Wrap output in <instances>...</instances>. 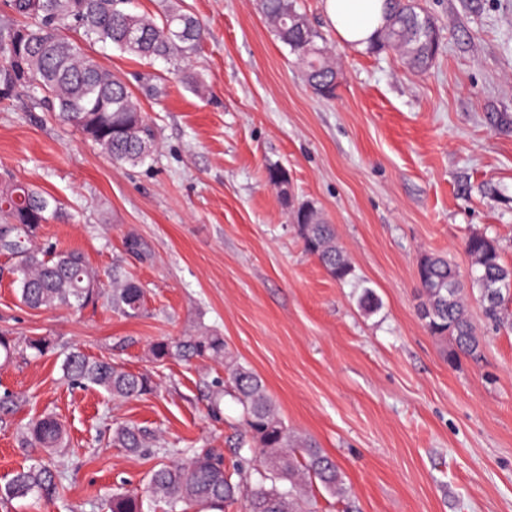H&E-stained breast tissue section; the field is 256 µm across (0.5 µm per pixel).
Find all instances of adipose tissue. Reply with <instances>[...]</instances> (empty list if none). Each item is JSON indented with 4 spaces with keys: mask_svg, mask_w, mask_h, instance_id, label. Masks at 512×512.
I'll return each mask as SVG.
<instances>
[{
    "mask_svg": "<svg viewBox=\"0 0 512 512\" xmlns=\"http://www.w3.org/2000/svg\"><path fill=\"white\" fill-rule=\"evenodd\" d=\"M325 13L344 43L367 49L384 22V0H325Z\"/></svg>",
    "mask_w": 512,
    "mask_h": 512,
    "instance_id": "ef3b65f1",
    "label": "adipose tissue"
}]
</instances>
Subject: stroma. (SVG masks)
Here are the masks:
<instances>
[{
  "label": "stroma",
  "mask_w": 512,
  "mask_h": 512,
  "mask_svg": "<svg viewBox=\"0 0 512 512\" xmlns=\"http://www.w3.org/2000/svg\"><path fill=\"white\" fill-rule=\"evenodd\" d=\"M205 26L197 88L158 60L89 53L126 78L158 132L144 164L118 165L25 92L0 100V180L38 186L64 219L34 246L84 254L103 287L113 268L134 277L146 304L127 317L95 303L80 310L24 306L0 253V330L47 336L53 354L0 363V487L41 449L21 447L43 414L65 424L60 499L0 500V512H101L113 492L143 490L155 457L113 447L112 425L163 435L171 459L210 448L233 466L240 408L207 415L223 363H153L150 342L205 326L264 380L295 433L337 464L348 498L312 486L307 512H512V332L485 325L479 361L450 367L446 346L418 317L415 271L428 253L460 272L473 231L496 237L512 264V0H420L443 37L422 74L392 52L340 41L324 0H299L333 48V98L315 96L257 0H185ZM163 83V93L150 86ZM286 170L295 203L333 224L354 276L330 277L305 252L267 170ZM136 235L143 255L127 253ZM379 300L368 312L364 289ZM80 348L148 373L154 394L115 402L62 380L63 353Z\"/></svg>",
  "instance_id": "1"
}]
</instances>
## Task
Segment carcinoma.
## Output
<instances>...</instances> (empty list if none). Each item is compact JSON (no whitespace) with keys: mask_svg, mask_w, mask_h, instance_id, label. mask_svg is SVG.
Segmentation results:
<instances>
[{"mask_svg":"<svg viewBox=\"0 0 512 512\" xmlns=\"http://www.w3.org/2000/svg\"><path fill=\"white\" fill-rule=\"evenodd\" d=\"M21 18L0 28V98L26 90L36 101L58 107V119L95 142L117 164L138 165L155 150L156 135L143 107L127 82L105 68L96 57L67 33L80 31L84 40L111 47L145 60L162 59L177 66L190 84V73L202 39L198 18L184 9L183 0H162L159 16L128 8L130 0H5ZM414 0H386L384 24L371 50L395 52L415 74L435 60L442 37L435 18L413 5ZM260 10L280 42L287 46L314 94L329 98L336 90V66L326 44L300 11L298 0H259ZM269 183L288 203L287 174L268 169ZM62 207L52 195L35 185L8 181L0 184V228L10 236L0 238V251L18 258L17 294L33 309L82 308L99 297L112 310L135 316L144 309V289L120 268L112 269V288L99 287V277L84 255L75 250L31 247V238L43 224L61 217ZM293 220L306 251L329 275L344 282L352 267L337 242L336 230L313 205L293 210ZM470 259L462 276L448 257L424 255L416 266L422 301L419 319L428 333L450 343L448 362L460 357L479 359L482 339L470 315V302L482 309L487 323L512 330V266L504 262L501 246L485 232L474 231L464 241ZM24 348L36 357L53 350L44 336H31ZM152 361L221 360L228 383L217 386L211 413L221 414L224 397L241 407L243 438L239 448L253 456L231 471L224 457L209 449L192 452L186 461H172L151 472L147 493L166 505V512H188L198 506L205 512H224V503L241 496L246 512H301L302 479L345 495L348 489L336 464L316 442L298 436L282 420L262 378L240 364L227 351L224 336L204 330L195 336L157 339L149 344ZM60 369L70 385L98 387L114 401L131 400L154 391L146 373H133L112 360H92L80 349L69 350ZM64 427L54 416L31 420L23 436L27 448L62 447ZM112 446L137 455L157 454L158 441L150 432L130 425L112 428ZM64 470L52 457L41 458L17 470L0 496L30 495L53 499L64 489ZM106 512H144L137 493L117 492Z\"/></svg>","mask_w":512,"mask_h":512,"instance_id":"cac0c4a2","label":"carcinoma"}]
</instances>
